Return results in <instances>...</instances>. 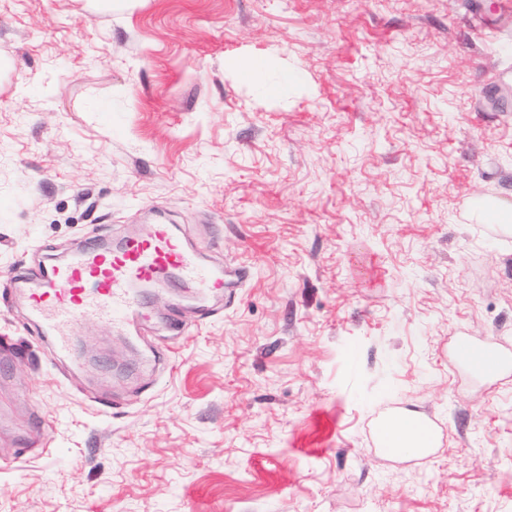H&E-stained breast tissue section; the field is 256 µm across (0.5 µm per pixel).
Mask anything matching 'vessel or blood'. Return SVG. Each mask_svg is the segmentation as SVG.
I'll return each instance as SVG.
<instances>
[{
    "instance_id": "1",
    "label": "vessel or blood",
    "mask_w": 512,
    "mask_h": 512,
    "mask_svg": "<svg viewBox=\"0 0 512 512\" xmlns=\"http://www.w3.org/2000/svg\"><path fill=\"white\" fill-rule=\"evenodd\" d=\"M227 267L205 262L188 249L175 225L156 223L119 245H87L67 263L43 268L36 280L15 278L31 320L50 338L56 354H68L79 326L88 319L133 335L146 318L143 289L172 283L205 301L224 293ZM494 340L461 337L451 347L455 364L473 370L480 351H496Z\"/></svg>"
}]
</instances>
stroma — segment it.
Segmentation results:
<instances>
[{
  "label": "stroma",
  "instance_id": "stroma-1",
  "mask_svg": "<svg viewBox=\"0 0 512 512\" xmlns=\"http://www.w3.org/2000/svg\"><path fill=\"white\" fill-rule=\"evenodd\" d=\"M508 74L512 0H0V281L161 217L237 271L69 357L0 306V512H512V370L448 359L512 349ZM485 206H490L497 213V219L499 224H503V227L506 230L511 232V219H512V204L504 205L496 200H485L480 199L475 201V213L480 220H484V208ZM498 348L496 342L492 339L483 338L474 340L467 337H461L454 341L451 347V357L455 364L471 374L479 375L482 372L475 369L473 365L474 356L479 351H491L499 361ZM388 448L397 454L411 455L429 448L433 435L423 423V416L411 409L392 420L385 431Z\"/></svg>",
  "mask_w": 512,
  "mask_h": 512
}]
</instances>
